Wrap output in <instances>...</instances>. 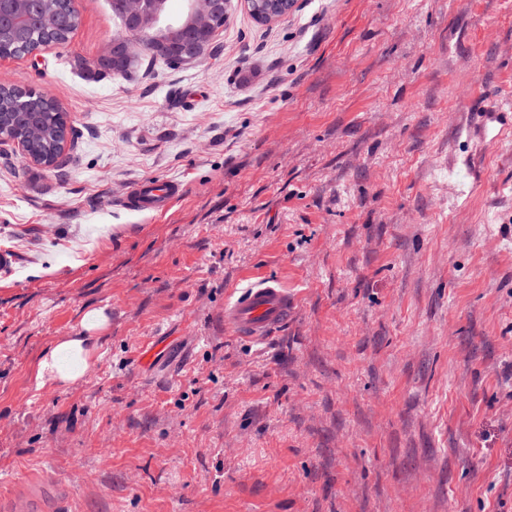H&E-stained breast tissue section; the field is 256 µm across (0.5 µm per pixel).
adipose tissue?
<instances>
[{
    "label": "adipose tissue",
    "instance_id": "ef3b65f1",
    "mask_svg": "<svg viewBox=\"0 0 512 512\" xmlns=\"http://www.w3.org/2000/svg\"><path fill=\"white\" fill-rule=\"evenodd\" d=\"M108 323L105 309L87 311L80 332L57 338L44 351L35 367L37 386H64L85 376L93 365L100 334Z\"/></svg>",
    "mask_w": 512,
    "mask_h": 512
}]
</instances>
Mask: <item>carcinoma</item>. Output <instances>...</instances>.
Returning <instances> with one entry per match:
<instances>
[{
    "label": "carcinoma",
    "mask_w": 512,
    "mask_h": 512,
    "mask_svg": "<svg viewBox=\"0 0 512 512\" xmlns=\"http://www.w3.org/2000/svg\"><path fill=\"white\" fill-rule=\"evenodd\" d=\"M24 21L11 29L0 28V58L20 57L43 47L66 46L80 24L78 12L69 0H24L20 4ZM120 21L125 36L135 37L145 45L177 21L166 24L156 23L152 30H134V23L128 15L113 12ZM162 62L173 66L168 53H156L146 49L140 55L114 64L96 62L90 67L77 61L91 78L118 77L125 81L136 80L147 63ZM0 135L25 139L28 153L42 164L53 167L63 165L64 145L67 137H76V130L68 124L66 113L43 94L33 88L0 86Z\"/></svg>",
    "instance_id": "1"
}]
</instances>
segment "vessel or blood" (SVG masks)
<instances>
[{"mask_svg":"<svg viewBox=\"0 0 512 512\" xmlns=\"http://www.w3.org/2000/svg\"><path fill=\"white\" fill-rule=\"evenodd\" d=\"M182 194L181 182L148 177L131 186L123 202L130 211L157 214L168 211ZM295 309V295L278 280L268 278L225 306L224 326L236 336L258 340L286 324ZM62 506V487L45 475L31 474L0 491V512H61Z\"/></svg>","mask_w":512,"mask_h":512,"instance_id":"vessel-or-blood-1","label":"vessel or blood"}]
</instances>
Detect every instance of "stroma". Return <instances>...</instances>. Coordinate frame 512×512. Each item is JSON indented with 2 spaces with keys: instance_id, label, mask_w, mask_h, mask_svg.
<instances>
[{
  "instance_id": "1",
  "label": "stroma",
  "mask_w": 512,
  "mask_h": 512,
  "mask_svg": "<svg viewBox=\"0 0 512 512\" xmlns=\"http://www.w3.org/2000/svg\"><path fill=\"white\" fill-rule=\"evenodd\" d=\"M0 58L82 137L45 170L0 143V474L71 512H512V0H233L206 55L95 80L119 31ZM147 177L184 195L145 215ZM257 341L224 307L264 278ZM91 370L34 367L92 308ZM247 7L251 6V2L260 3L259 9L256 11V15L267 22L279 19L288 14V10L292 6V0H246ZM288 5V7H285ZM182 195L181 182L147 177L129 188L123 202L130 211L157 214L168 211ZM295 309L296 297L288 287L266 278L224 307V327L244 339H262L288 323Z\"/></svg>"
}]
</instances>
